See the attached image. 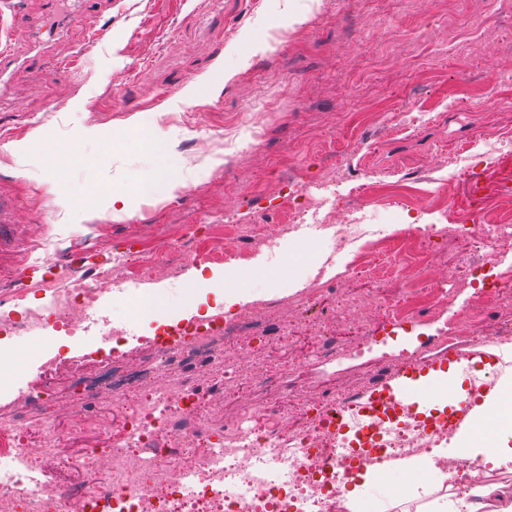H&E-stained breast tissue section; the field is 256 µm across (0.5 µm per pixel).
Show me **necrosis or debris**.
<instances>
[{
  "mask_svg": "<svg viewBox=\"0 0 512 512\" xmlns=\"http://www.w3.org/2000/svg\"><path fill=\"white\" fill-rule=\"evenodd\" d=\"M283 208L288 215L283 224L225 225V261L273 250L311 223L328 232L333 256L346 257L345 277L382 260L403 280L402 294L381 302L398 318L417 301L419 266L406 257L407 240L462 232L484 248L467 262L470 274L485 277L473 294L475 311L499 322L512 301L506 290L512 273L499 268L501 252L512 250V224L475 221L432 226L424 234L411 228L401 237L377 224L339 219L328 196H313L301 185L289 189ZM197 257L190 245L149 257L138 250L111 252L91 261L83 256L66 261L55 252L33 257L32 267L43 271L40 279L22 275L0 281L14 297L43 292L50 301L18 317L0 313V337L30 336L53 322L73 337L95 333L112 365L105 379H83L76 395L82 412L68 424L59 421L54 398L38 388L0 421V512H345L342 484L357 460L373 464L418 455L451 436L448 424L426 426L408 409L389 420L378 413L360 416L355 408L407 361L425 360L422 348L406 360L386 356L360 388L325 392L299 405L301 425L288 428L273 421L291 392L262 393L253 385L245 392L251 402L247 412L215 428L211 403L232 392L255 331L271 319L269 306H255L246 325L218 315L203 324L166 329L150 356L132 366L121 350L124 329L113 326L101 308L102 297L121 293L127 279L149 281L158 265L176 279ZM448 281L449 288L437 290L418 316L420 325H437L433 343L466 358L481 345L512 347L511 326L465 340L440 325L454 292L470 285L453 273ZM71 444L80 446L79 454L67 453ZM33 446L41 450L39 459L27 454ZM103 457L109 460L105 469L99 465ZM436 464L454 473L452 491L468 503L474 500L473 489L490 481L476 461L442 456Z\"/></svg>",
  "mask_w": 512,
  "mask_h": 512,
  "instance_id": "obj_1",
  "label": "necrosis or debris"
}]
</instances>
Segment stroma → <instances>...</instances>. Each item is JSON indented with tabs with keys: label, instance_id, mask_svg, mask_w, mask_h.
<instances>
[{
	"label": "stroma",
	"instance_id": "stroma-1",
	"mask_svg": "<svg viewBox=\"0 0 512 512\" xmlns=\"http://www.w3.org/2000/svg\"><path fill=\"white\" fill-rule=\"evenodd\" d=\"M75 0H21L11 10L0 0V50L18 56L31 37L46 31L47 53L10 68L0 89V277L16 276L27 251L60 238L93 237L100 248L167 247L205 224L280 221V200L269 172L289 163L303 185L321 184L322 158L352 142L354 166L383 168L374 192L359 181L336 185L338 213L363 206L371 223L400 232L415 224L451 220L449 199L468 198L470 177L455 174L454 157L473 151L495 132L512 140V78L494 68L512 47V11L494 0H89L77 23ZM204 84V96L182 98ZM276 115L249 172L225 168V153L250 142L251 115L267 101ZM413 113L415 126L398 115ZM156 128L160 146L132 141L135 123ZM124 145L100 158L107 134ZM75 147L81 160L58 163L45 140ZM495 186L486 211L512 221V156L479 171ZM181 179L170 189L171 179ZM102 196L84 199L92 187ZM120 189L130 213L114 216L112 191ZM431 204L420 214L413 201ZM479 244L465 236L454 246L432 239L424 249L425 283L444 287L449 272L465 274ZM327 252L324 239L306 230L283 240L274 256L244 263L254 275L234 286L263 294L273 315L292 312L288 300L308 287ZM153 302L175 322L193 320L190 305L223 309L219 293L196 294L188 279L171 285L166 268L153 276ZM355 304L334 325L342 342L359 338L357 320L373 311L375 294L397 296L398 280L367 276L339 283ZM143 291L128 283L113 299L114 324L126 326L127 350L136 352L158 323L135 315ZM336 302L322 297L295 313L289 349L313 348L309 325ZM426 326L382 322L377 345L357 360L314 361L297 381L307 391L341 389L374 370L382 356L413 352ZM95 336L72 343L63 333L9 340L16 353L0 377V419L13 401L48 373L56 356L78 357L96 347ZM402 494L407 512L434 497L429 477L399 474L365 492L367 501Z\"/></svg>",
	"mask_w": 512,
	"mask_h": 512
}]
</instances>
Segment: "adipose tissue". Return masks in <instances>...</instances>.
I'll list each match as a JSON object with an SVG mask.
<instances>
[{"instance_id": "adipose-tissue-1", "label": "adipose tissue", "mask_w": 512, "mask_h": 512, "mask_svg": "<svg viewBox=\"0 0 512 512\" xmlns=\"http://www.w3.org/2000/svg\"><path fill=\"white\" fill-rule=\"evenodd\" d=\"M460 456L501 466L512 463V384L505 382L483 396L480 411L470 412L460 424L455 437ZM395 471L432 475L436 486H443L446 471L437 467L428 454L399 460H384L365 467L346 479L342 486L344 504L349 512H390L392 501H378L372 510L364 508V491L385 482Z\"/></svg>"}]
</instances>
